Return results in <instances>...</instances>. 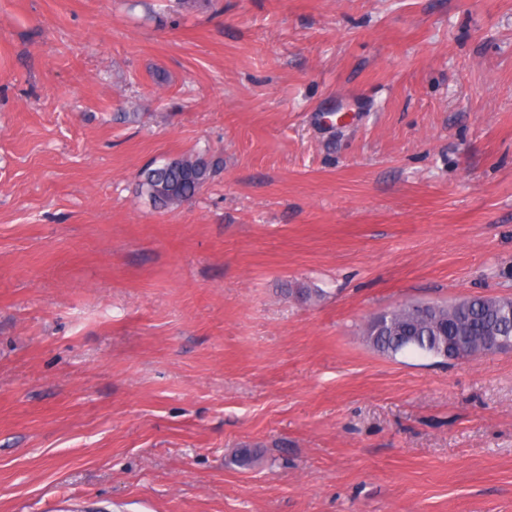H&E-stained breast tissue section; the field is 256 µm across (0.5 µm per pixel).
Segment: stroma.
Here are the masks:
<instances>
[{"mask_svg":"<svg viewBox=\"0 0 512 512\" xmlns=\"http://www.w3.org/2000/svg\"><path fill=\"white\" fill-rule=\"evenodd\" d=\"M474 294L512 295V0H0V512H512V353L361 336ZM212 172L213 166L202 157L184 156L142 171L141 191L156 208L173 209L199 192Z\"/></svg>","mask_w":512,"mask_h":512,"instance_id":"stroma-1","label":"stroma"}]
</instances>
